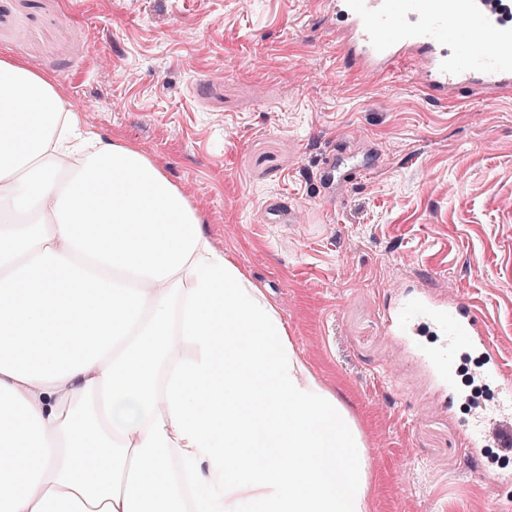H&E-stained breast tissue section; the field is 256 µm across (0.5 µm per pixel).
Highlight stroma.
Wrapping results in <instances>:
<instances>
[{
	"mask_svg": "<svg viewBox=\"0 0 512 512\" xmlns=\"http://www.w3.org/2000/svg\"><path fill=\"white\" fill-rule=\"evenodd\" d=\"M312 2L0 0V59L50 79L198 207L378 453L370 512H494L512 480L461 446L472 364L448 398L382 309L405 285L456 288L512 371V93L438 104L407 68L360 74L313 26ZM342 137L384 158L330 213L316 165ZM276 202L291 223H268Z\"/></svg>",
	"mask_w": 512,
	"mask_h": 512,
	"instance_id": "35a3bbf8",
	"label": "stroma"
}]
</instances>
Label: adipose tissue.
<instances>
[{"mask_svg":"<svg viewBox=\"0 0 512 512\" xmlns=\"http://www.w3.org/2000/svg\"><path fill=\"white\" fill-rule=\"evenodd\" d=\"M369 460L153 162L0 59V512H369Z\"/></svg>","mask_w":512,"mask_h":512,"instance_id":"1","label":"adipose tissue"}]
</instances>
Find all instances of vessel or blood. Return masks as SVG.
<instances>
[{"label": "vessel or blood", "instance_id": "obj_1", "mask_svg": "<svg viewBox=\"0 0 512 512\" xmlns=\"http://www.w3.org/2000/svg\"><path fill=\"white\" fill-rule=\"evenodd\" d=\"M324 15L335 16L339 50L360 72L385 73L408 63L430 97L448 101L470 85L492 97L512 89V27L492 18L476 0H318ZM375 168L359 158L348 143L330 150L318 166L317 196L328 211L344 202L346 188L360 183ZM384 317L394 334L440 331L444 348L427 360L447 387H454V356L470 347L490 353L493 343L487 324L474 306L449 291L438 297L405 292L385 305ZM488 374L496 380L495 410L512 405V375L497 358ZM512 452V436L503 437L499 423L465 429L462 445L476 450L487 438Z\"/></svg>", "mask_w": 512, "mask_h": 512}]
</instances>
